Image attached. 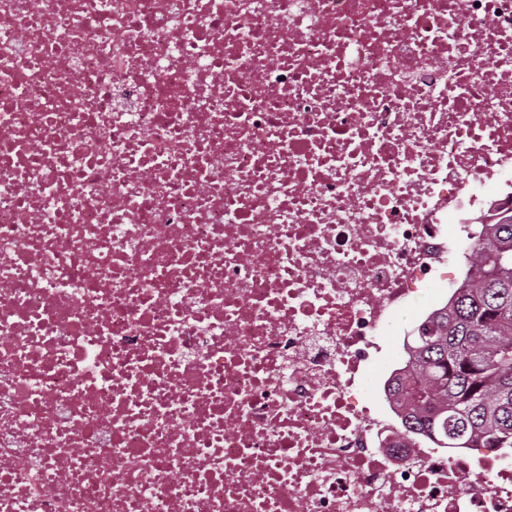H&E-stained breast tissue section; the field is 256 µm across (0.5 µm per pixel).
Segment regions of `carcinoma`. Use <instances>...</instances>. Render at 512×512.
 I'll return each mask as SVG.
<instances>
[{
	"instance_id": "obj_1",
	"label": "carcinoma",
	"mask_w": 512,
	"mask_h": 512,
	"mask_svg": "<svg viewBox=\"0 0 512 512\" xmlns=\"http://www.w3.org/2000/svg\"><path fill=\"white\" fill-rule=\"evenodd\" d=\"M460 288L406 342V427L440 448L512 451V215L475 243Z\"/></svg>"
}]
</instances>
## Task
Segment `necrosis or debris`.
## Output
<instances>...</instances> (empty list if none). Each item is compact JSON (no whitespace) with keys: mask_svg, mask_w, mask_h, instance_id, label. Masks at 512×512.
I'll list each match as a JSON object with an SVG mask.
<instances>
[{"mask_svg":"<svg viewBox=\"0 0 512 512\" xmlns=\"http://www.w3.org/2000/svg\"><path fill=\"white\" fill-rule=\"evenodd\" d=\"M512 209V0H0V512H512L380 362ZM442 284L436 283L431 288H423L417 297V300L408 307L402 314L403 324L400 327V335L384 341L383 353L385 357L391 356L397 347L402 348L403 342L414 328L415 321L422 314L426 306L434 302L435 297L441 292Z\"/></svg>","mask_w":512,"mask_h":512,"instance_id":"1","label":"necrosis or debris"}]
</instances>
